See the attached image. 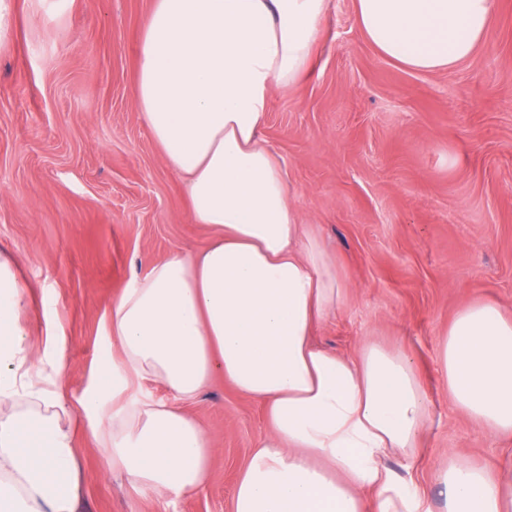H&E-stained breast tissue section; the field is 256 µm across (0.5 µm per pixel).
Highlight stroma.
<instances>
[{"label":"stroma","instance_id":"35a3bbf8","mask_svg":"<svg viewBox=\"0 0 512 512\" xmlns=\"http://www.w3.org/2000/svg\"><path fill=\"white\" fill-rule=\"evenodd\" d=\"M152 0H11L0 47V250L32 296L30 339L63 336L64 389L78 399L112 377L104 334L134 276L212 239L134 106L137 37ZM264 136L347 285L315 331L354 354L365 338L414 357L428 399L423 448L387 464L438 493L448 451L494 468L512 441L487 436L452 402L440 346L460 306L512 312V0H495L474 54L419 73L379 55L355 0H330L312 70L275 92ZM216 451L202 488L171 502L109 473L76 436L79 512H229L265 427L260 403L215 379L186 406Z\"/></svg>","mask_w":512,"mask_h":512}]
</instances>
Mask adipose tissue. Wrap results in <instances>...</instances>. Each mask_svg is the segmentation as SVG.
Returning a JSON list of instances; mask_svg holds the SVG:
<instances>
[{
	"instance_id": "ef3b65f1",
	"label": "adipose tissue",
	"mask_w": 512,
	"mask_h": 512,
	"mask_svg": "<svg viewBox=\"0 0 512 512\" xmlns=\"http://www.w3.org/2000/svg\"><path fill=\"white\" fill-rule=\"evenodd\" d=\"M494 0H356L383 57L448 70L484 36ZM329 0H153L137 47L134 104L165 164L187 184L200 254H176L129 280L105 331L112 383L61 390L62 340H27L28 296L0 253V512H77V421L106 465L137 490L198 491L215 452L184 408L216 377L263 406L231 512H512V462L490 470L456 453L437 497L386 464L414 455L428 401L414 358L366 339L350 356L316 327L346 284L263 138L274 89L312 68ZM448 393L488 436L512 439V315L476 300L441 348ZM159 383L166 398L141 390Z\"/></svg>"
}]
</instances>
